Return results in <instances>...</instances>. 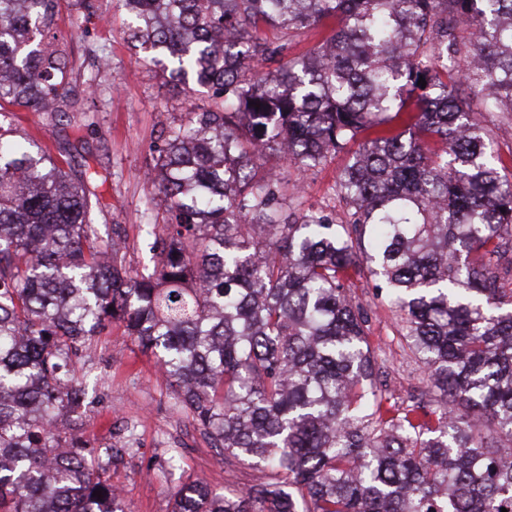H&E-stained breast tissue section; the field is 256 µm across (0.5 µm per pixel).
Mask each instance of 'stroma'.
<instances>
[{
	"mask_svg": "<svg viewBox=\"0 0 512 512\" xmlns=\"http://www.w3.org/2000/svg\"><path fill=\"white\" fill-rule=\"evenodd\" d=\"M96 16L85 19L62 12L58 29L68 42L81 78L94 76L102 59H109L112 77L99 83L89 100L86 117L48 127L35 113L18 109L13 114L17 133L34 139L43 149L56 151L65 137L79 156L97 170L109 171L101 189L100 210L93 222L104 238H119L124 263L133 269L154 265L151 232L165 205L149 178L154 149L166 129L180 123L185 112L207 104L204 93L175 92L166 87L128 47L129 19L117 0H98ZM356 143H348L298 181L283 201V213L307 207L344 221L348 208L336 191L338 178ZM398 320L388 306L375 305L370 341L387 372L391 390L408 398L420 384L422 372L405 349ZM78 366L96 385L90 403L65 440L78 439L91 446L108 443L124 422L137 426L131 448L113 458L104 477L121 489L126 512H172L174 495L184 486L201 481L216 492L246 490L268 483V469L224 457L206 430L179 409L175 392L158 370L155 357L143 351L122 324H114L83 350Z\"/></svg>",
	"mask_w": 512,
	"mask_h": 512,
	"instance_id": "stroma-1",
	"label": "stroma"
}]
</instances>
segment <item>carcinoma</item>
I'll return each instance as SVG.
<instances>
[{"label":"carcinoma","instance_id":"cac0c4a2","mask_svg":"<svg viewBox=\"0 0 512 512\" xmlns=\"http://www.w3.org/2000/svg\"><path fill=\"white\" fill-rule=\"evenodd\" d=\"M63 1L96 9L0 0V512H123L84 444L44 478L54 412L87 400L66 387L72 356L114 321L225 458L273 473L193 484L172 512H512V172L484 124L512 120V0H119L143 62L215 100L163 134L166 216L134 273L92 222L109 174L12 138L14 107L49 125L88 112ZM331 17L284 60L292 31ZM368 131L339 177L344 223L283 215L280 178L250 165L306 174ZM355 276L398 306L439 395L386 393ZM336 23V20H328L316 28L295 33L288 45V59L312 52L323 38L332 33Z\"/></svg>","mask_w":512,"mask_h":512}]
</instances>
